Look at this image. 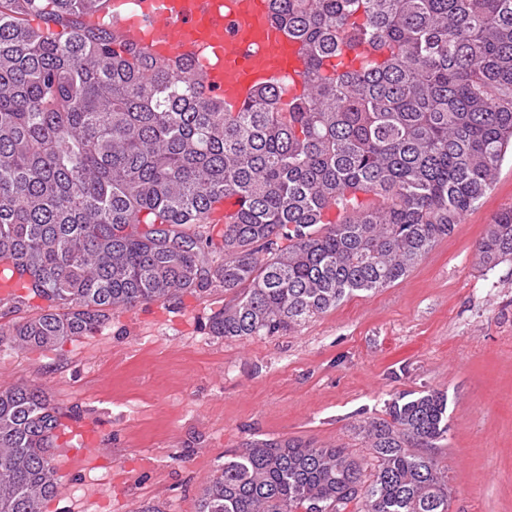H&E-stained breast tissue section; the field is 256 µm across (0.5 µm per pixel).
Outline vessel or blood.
<instances>
[{"instance_id": "1", "label": "vessel or blood", "mask_w": 512, "mask_h": 512, "mask_svg": "<svg viewBox=\"0 0 512 512\" xmlns=\"http://www.w3.org/2000/svg\"><path fill=\"white\" fill-rule=\"evenodd\" d=\"M110 20L131 45L159 60L200 64L210 92L237 111L261 85L289 80L300 93L303 62L298 45L269 18L268 0H110ZM73 448L63 449L69 469L95 459L98 423L68 421Z\"/></svg>"}]
</instances>
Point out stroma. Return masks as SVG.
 Returning a JSON list of instances; mask_svg holds the SVG:
<instances>
[{"label":"stroma","mask_w":512,"mask_h":512,"mask_svg":"<svg viewBox=\"0 0 512 512\" xmlns=\"http://www.w3.org/2000/svg\"><path fill=\"white\" fill-rule=\"evenodd\" d=\"M512 207V157L454 234L394 286L362 293L278 336L210 335L223 293L113 309L96 333L0 346V388L43 387L66 418L96 416L100 465L70 476L43 512H196L225 458L256 440L370 450L356 420L402 392L448 395L449 431L425 448L448 472V512H512V260L475 244Z\"/></svg>","instance_id":"35a3bbf8"}]
</instances>
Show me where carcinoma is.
<instances>
[{
	"label": "carcinoma",
	"mask_w": 512,
	"mask_h": 512,
	"mask_svg": "<svg viewBox=\"0 0 512 512\" xmlns=\"http://www.w3.org/2000/svg\"><path fill=\"white\" fill-rule=\"evenodd\" d=\"M108 0H0V264L41 312L0 345L97 331L115 307L231 296L213 336H275L393 286L454 233L512 153V0H270L305 92L224 111L192 62L169 65L83 18ZM42 25L34 27L29 19ZM238 210L219 242L215 204ZM512 259V208L476 245ZM342 448L256 441L197 512H448V476L413 451L448 433V395L402 392ZM63 413L0 389V512H43Z\"/></svg>",
	"instance_id": "cac0c4a2"
}]
</instances>
